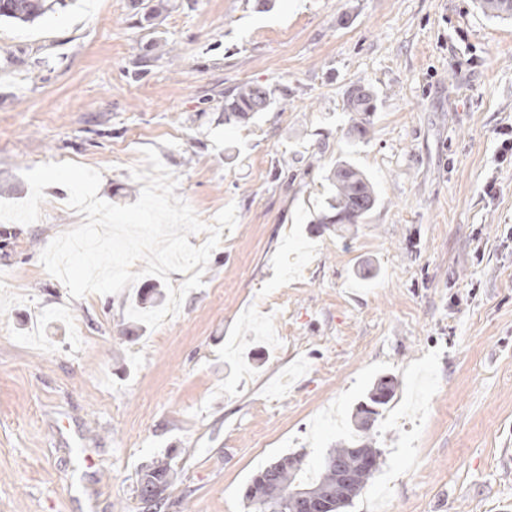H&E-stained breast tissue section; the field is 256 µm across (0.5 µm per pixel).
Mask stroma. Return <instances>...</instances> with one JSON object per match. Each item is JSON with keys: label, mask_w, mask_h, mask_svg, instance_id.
Masks as SVG:
<instances>
[{"label": "stroma", "mask_w": 512, "mask_h": 512, "mask_svg": "<svg viewBox=\"0 0 512 512\" xmlns=\"http://www.w3.org/2000/svg\"><path fill=\"white\" fill-rule=\"evenodd\" d=\"M274 106L225 124L224 94ZM371 91L367 138L348 111ZM512 18L477 0H65L0 22V200L71 161L136 202L153 147L201 220L235 204L201 288L157 329L168 279L71 298L40 262L78 226L67 190L0 221V512H139L172 457L167 512H251L280 457L317 470L395 376L372 430L382 464L342 512H512ZM352 159L377 202L316 224ZM178 479V472L171 460H156L141 473L136 488L142 512H162L167 501V491Z\"/></svg>", "instance_id": "stroma-1"}]
</instances>
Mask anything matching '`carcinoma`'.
Instances as JSON below:
<instances>
[{
    "label": "carcinoma",
    "instance_id": "1",
    "mask_svg": "<svg viewBox=\"0 0 512 512\" xmlns=\"http://www.w3.org/2000/svg\"><path fill=\"white\" fill-rule=\"evenodd\" d=\"M46 0H0V17L13 22L27 23L45 11ZM480 7L496 17L512 16V0H479ZM272 105L271 94L253 85H242L224 97V122H246ZM348 107L352 112L370 116L374 111L371 92L359 90L351 96ZM330 196L324 209L316 216L317 224H357L374 207L376 193L370 178L348 161L339 163L329 178ZM397 380L383 376L369 389L365 400L356 409V430L363 436L330 449L319 472L313 477L305 476L303 456H283L258 472L247 485L244 498L254 506V512H294L296 510L295 489L308 487L319 497L327 500L330 512H340L352 499L344 496L336 485V465L342 464L357 477L358 489H363L380 466L382 452L373 447L369 435L380 409L394 398ZM362 450L375 458L370 470L358 466L354 456ZM296 460L298 466L289 465ZM178 479L175 465L168 459L156 460L141 473L136 488L141 512H162L167 501V491Z\"/></svg>",
    "mask_w": 512,
    "mask_h": 512
}]
</instances>
